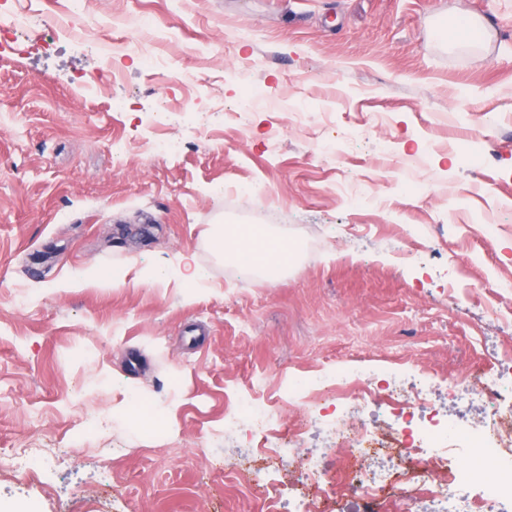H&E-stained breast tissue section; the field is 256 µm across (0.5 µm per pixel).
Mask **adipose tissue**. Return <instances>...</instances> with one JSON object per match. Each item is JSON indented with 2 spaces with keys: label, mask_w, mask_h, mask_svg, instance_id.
<instances>
[{
  "label": "adipose tissue",
  "mask_w": 512,
  "mask_h": 512,
  "mask_svg": "<svg viewBox=\"0 0 512 512\" xmlns=\"http://www.w3.org/2000/svg\"><path fill=\"white\" fill-rule=\"evenodd\" d=\"M209 237L218 254L245 271L259 267L274 270L288 261L290 247L287 239L268 230L254 232L215 224L210 229Z\"/></svg>",
  "instance_id": "1"
}]
</instances>
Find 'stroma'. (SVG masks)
Here are the masks:
<instances>
[{
  "mask_svg": "<svg viewBox=\"0 0 512 512\" xmlns=\"http://www.w3.org/2000/svg\"><path fill=\"white\" fill-rule=\"evenodd\" d=\"M17 9L42 23L0 48V455L53 460L1 468L0 512H263L224 477L247 444L227 397L275 404L352 357L448 381L512 351V0H87L93 44L57 29L67 0H0V25ZM133 35L165 68L125 52ZM250 83L263 100L240 122ZM168 132L185 149L154 153ZM267 209L298 246L273 282L207 238ZM185 255L206 273L193 288ZM91 268L126 287H68Z\"/></svg>",
  "mask_w": 512,
  "mask_h": 512,
  "instance_id": "stroma-1",
  "label": "stroma"
}]
</instances>
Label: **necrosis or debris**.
Returning a JSON list of instances; mask_svg holds the SVG:
<instances>
[{"label": "necrosis or debris", "mask_w": 512, "mask_h": 512, "mask_svg": "<svg viewBox=\"0 0 512 512\" xmlns=\"http://www.w3.org/2000/svg\"><path fill=\"white\" fill-rule=\"evenodd\" d=\"M403 373L392 364L351 362L289 383L292 400L313 390L329 394L335 412L324 424L344 462L337 483L323 454L304 448L301 432L279 436L277 411L255 389L236 395L224 425L246 421L252 453L261 462L246 469L254 481L266 480L281 456L299 459L298 480L309 492L302 512H324L340 492L358 498L363 512H379L393 496L407 512H420L427 501L444 503L446 512H512V354L494 369L449 385V392L482 403L484 416L475 425L422 419L418 411L435 394L436 382L422 375L408 389ZM372 405L389 414L388 430L366 420Z\"/></svg>", "instance_id": "4bbe7bcc"}]
</instances>
